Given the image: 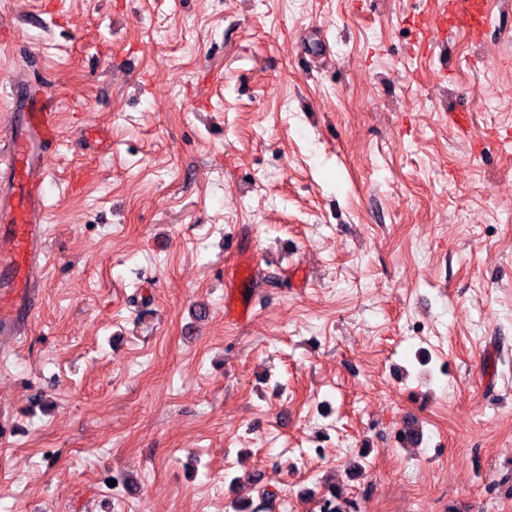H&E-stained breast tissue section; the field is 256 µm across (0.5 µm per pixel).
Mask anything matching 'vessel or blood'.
<instances>
[{"label":"vessel or blood","instance_id":"obj_1","mask_svg":"<svg viewBox=\"0 0 512 512\" xmlns=\"http://www.w3.org/2000/svg\"><path fill=\"white\" fill-rule=\"evenodd\" d=\"M489 16L488 0H446L437 16L416 19L421 44H430L437 31L454 29L464 20L465 32L478 39ZM58 139L54 100L50 91L14 97L7 163L0 169V335L12 334L16 324L30 320L36 305L32 291L46 252L47 186L34 179L44 167L48 150Z\"/></svg>","mask_w":512,"mask_h":512}]
</instances>
